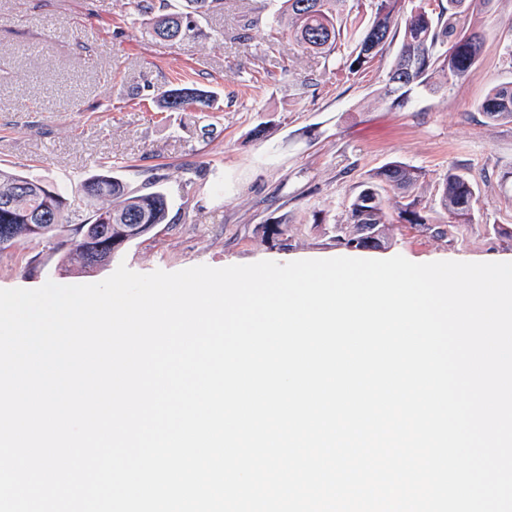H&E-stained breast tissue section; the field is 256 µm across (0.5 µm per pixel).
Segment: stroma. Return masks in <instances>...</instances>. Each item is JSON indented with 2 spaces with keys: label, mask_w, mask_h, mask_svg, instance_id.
Here are the masks:
<instances>
[{
  "label": "stroma",
  "mask_w": 512,
  "mask_h": 512,
  "mask_svg": "<svg viewBox=\"0 0 512 512\" xmlns=\"http://www.w3.org/2000/svg\"><path fill=\"white\" fill-rule=\"evenodd\" d=\"M269 0H223L180 42L152 36L134 0H0V167L63 192L86 219L80 184L111 167L134 194L159 180L164 223L119 258L137 273L221 268L339 253L334 235L352 195L391 161L422 170L419 191L447 225L438 189L448 170L480 189L475 221L437 238L385 228L381 252L412 260L512 254V124L479 102L512 82V0H492L479 63L453 86L383 98L396 55L346 79L338 59L301 53L277 32ZM258 17L248 41L235 34ZM215 93L212 112H161L160 92ZM55 242L0 251V289L96 283L113 266L72 263Z\"/></svg>",
  "instance_id": "obj_1"
}]
</instances>
